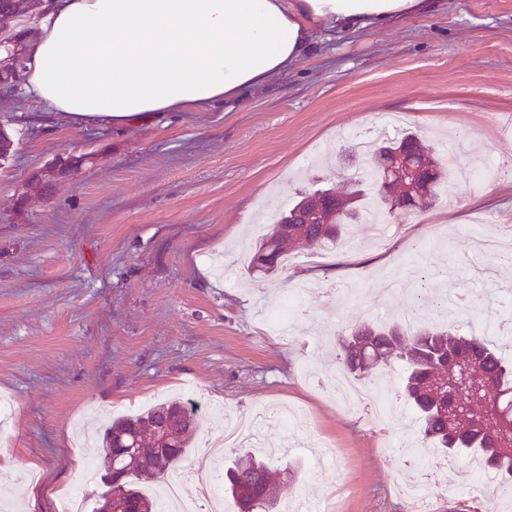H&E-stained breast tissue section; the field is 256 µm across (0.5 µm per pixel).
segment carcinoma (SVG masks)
Instances as JSON below:
<instances>
[{
  "label": "carcinoma",
  "mask_w": 512,
  "mask_h": 512,
  "mask_svg": "<svg viewBox=\"0 0 512 512\" xmlns=\"http://www.w3.org/2000/svg\"><path fill=\"white\" fill-rule=\"evenodd\" d=\"M385 148L393 153L410 154L424 167L426 182L430 192H422L434 201L438 199L440 184L448 181V167L445 160L432 153L412 132H404L386 142ZM382 147L367 150L368 163L362 175H343L341 179L357 184L361 176H368L371 185L381 179L375 163L376 154ZM330 196L329 209L342 214L340 221L332 226L311 223L299 224L305 243L295 244V240L282 231V223H277L273 232L263 238L252 257L248 270L251 273L261 269L267 273L282 264L285 255L300 249L334 246L343 239L345 226L354 221L347 215L352 208L353 197ZM341 367L349 374L365 377L375 368L388 367L395 359L405 361L406 377L403 391L408 404L416 412L421 423L422 439L440 449L444 457L451 461H461L474 455L482 469L493 477L512 482V447L508 446L509 434L500 430L484 428L473 420L453 423L438 410L448 403L465 400L462 392L439 393L430 381L438 373L448 370L451 359L464 358L468 361L474 378L485 384L490 403L501 412L505 419L512 420V365L483 336L475 333L462 334L458 330L436 327H416L411 323L378 325L362 322L353 328L340 342ZM164 424L168 431L169 443L156 441V426ZM199 419L195 410L179 400L154 405L136 416L119 417L103 429L101 452L104 470L100 475L99 488L106 492L107 473L112 470V437L129 433L134 437L142 462L127 472L122 480V499H132L142 512H158L156 504L145 493V486L160 483L168 472L176 469L187 455L190 439ZM224 487L230 491L236 503L243 504L246 512L265 509L273 500L275 491L271 468L255 459L247 452L240 456L234 467L225 472Z\"/></svg>",
  "instance_id": "cac0c4a2"
}]
</instances>
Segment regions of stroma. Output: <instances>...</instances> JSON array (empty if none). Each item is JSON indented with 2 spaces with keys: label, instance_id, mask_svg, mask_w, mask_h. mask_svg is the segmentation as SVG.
<instances>
[{
  "label": "stroma",
  "instance_id": "1",
  "mask_svg": "<svg viewBox=\"0 0 512 512\" xmlns=\"http://www.w3.org/2000/svg\"><path fill=\"white\" fill-rule=\"evenodd\" d=\"M386 113L435 150L454 140L482 148L495 181L461 188L453 206L440 194L385 243H368L357 223L347 248L251 275L247 251L298 193L333 187L318 155L357 167L352 139L377 136ZM0 125L17 148L0 164V399L15 407L0 433V497L11 512H59L76 488L93 504L84 425L187 388L200 413L221 410L188 450L205 473L238 456L210 454L224 421L259 404L302 408L299 427L272 417L257 438L280 448L269 466L291 472L277 512L301 495L335 497L337 512H412L403 488L422 466L425 512H512V492L448 494V461L421 442L402 399V362L369 378L394 399L387 419L338 406L327 384L336 340L321 336L330 320L358 325L362 304L377 323L400 319L415 292L449 297L441 323L473 330L492 301L491 341L512 359V266L472 250L512 219V0H445L427 17L331 33L247 98L205 112L79 127L17 97L0 105ZM61 153L91 161L52 196L28 189ZM304 284L293 335H276L266 315Z\"/></svg>",
  "mask_w": 512,
  "mask_h": 512
}]
</instances>
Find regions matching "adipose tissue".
<instances>
[{
    "label": "adipose tissue",
    "instance_id": "ef3b65f1",
    "mask_svg": "<svg viewBox=\"0 0 512 512\" xmlns=\"http://www.w3.org/2000/svg\"><path fill=\"white\" fill-rule=\"evenodd\" d=\"M441 0H50L22 89L77 123L240 100L313 48L316 34L387 27Z\"/></svg>",
    "mask_w": 512,
    "mask_h": 512
}]
</instances>
